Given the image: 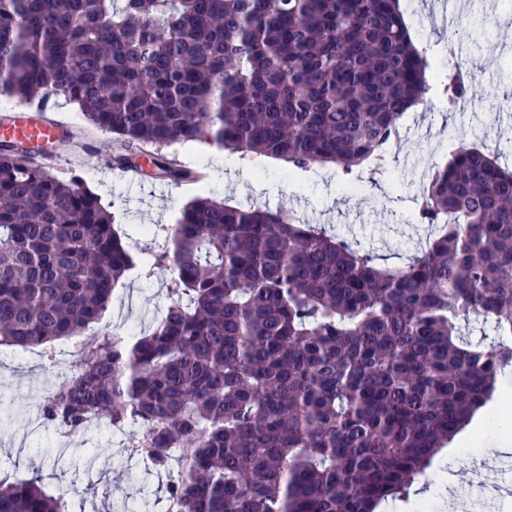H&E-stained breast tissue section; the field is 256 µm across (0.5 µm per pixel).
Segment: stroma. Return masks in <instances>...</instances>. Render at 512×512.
<instances>
[{
    "label": "stroma",
    "instance_id": "stroma-1",
    "mask_svg": "<svg viewBox=\"0 0 512 512\" xmlns=\"http://www.w3.org/2000/svg\"><path fill=\"white\" fill-rule=\"evenodd\" d=\"M460 4L454 25L448 26L438 17L440 0H400L430 73L462 65L473 73V93L465 110L452 112L441 86L432 84L422 104L400 120V137L385 155L388 176L363 168L347 189L330 163L303 173L268 157L235 164L230 151L186 142L168 147L167 154L202 173V182L159 180L150 164L144 165L142 178L129 180L102 165L114 143L111 134L100 131L85 138L84 150L60 151L55 167L79 174L85 186L110 203L119 230L136 240L154 225L175 224L183 207L207 191L232 205L284 210L354 247L375 251L383 264L404 265L429 239V229L417 223L416 215L423 178L432 167L445 163L462 144L482 146L512 167V108L503 105L512 96V0H482L476 8L471 0ZM452 41L459 47L454 58L448 54ZM168 279L162 270L150 276L132 271L114 292L104 329L118 336L136 327L150 329L169 303ZM51 381L41 348H0V477L21 480L37 471L49 487H72L71 512H122L127 506L135 512H165L166 477L146 475L142 462L127 461L121 436L111 427L102 424L74 436L66 456H59L54 432L30 419L34 401ZM496 455L491 434L475 433L467 445L454 439L422 478L430 512H437L441 495L464 503L479 488L494 497L495 512H512V494L498 490Z\"/></svg>",
    "mask_w": 512,
    "mask_h": 512
}]
</instances>
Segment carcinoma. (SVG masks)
I'll return each mask as SVG.
<instances>
[{
	"label": "carcinoma",
	"instance_id": "carcinoma-1",
	"mask_svg": "<svg viewBox=\"0 0 512 512\" xmlns=\"http://www.w3.org/2000/svg\"><path fill=\"white\" fill-rule=\"evenodd\" d=\"M400 0H0V94L79 107L159 175L207 141L350 183L429 91ZM456 66L448 108L469 98ZM438 228L385 266L288 212L200 196L171 245L126 241L78 174L0 141V346L85 341L33 410L47 428L133 427L178 512H375L512 370V171L457 147L427 177ZM167 269L153 329L99 330L136 266ZM493 323L490 341L459 320ZM0 512H67L43 478L0 479Z\"/></svg>",
	"mask_w": 512,
	"mask_h": 512
}]
</instances>
